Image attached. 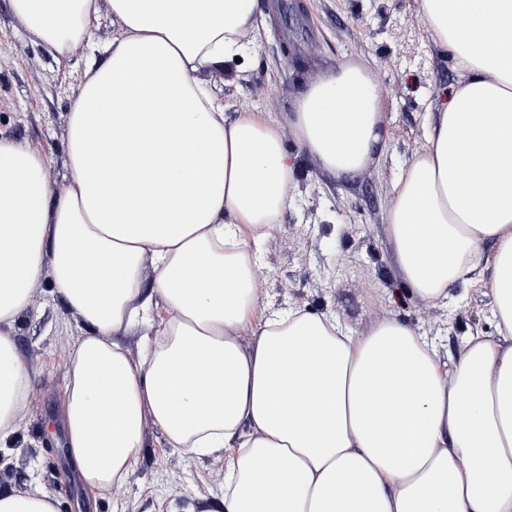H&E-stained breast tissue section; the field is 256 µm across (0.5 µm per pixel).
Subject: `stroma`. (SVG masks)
<instances>
[{"mask_svg": "<svg viewBox=\"0 0 512 512\" xmlns=\"http://www.w3.org/2000/svg\"><path fill=\"white\" fill-rule=\"evenodd\" d=\"M262 3L249 52L202 75L223 98L228 117L247 110L285 124L307 83L348 57L364 56L373 60L384 89L386 119L379 161L354 175L325 171L286 140L297 157L293 199L279 224L252 244L255 318L303 309L335 316L359 335L392 314L430 340L442 362H451L469 336L496 331L488 285L458 286L447 298L421 302L400 277L384 224L396 179L427 146L431 106L459 79L447 48L433 41L418 0ZM120 33L102 0L90 45L60 60L12 13L10 0H0V137L45 154L55 191L68 183L69 115L91 48ZM81 334L78 318L59 304L50 280L42 279L18 330L34 373L19 445L41 447L67 383V348ZM226 459L223 452L183 454L149 424L132 476L110 493H85L58 460L43 454L34 463L39 475L27 487L53 496L59 512H209L224 488Z\"/></svg>", "mask_w": 512, "mask_h": 512, "instance_id": "obj_1", "label": "stroma"}]
</instances>
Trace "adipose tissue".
<instances>
[{
    "mask_svg": "<svg viewBox=\"0 0 512 512\" xmlns=\"http://www.w3.org/2000/svg\"><path fill=\"white\" fill-rule=\"evenodd\" d=\"M10 6L63 58L99 15L98 0ZM109 6L122 34L74 98L65 189L41 153L0 138V447L29 398L17 331L47 274L83 329L59 422L87 493L129 479L150 423L191 456L231 449L213 512H512V0H419L459 81L393 187L388 238L420 300L487 275L497 319L448 364L395 316L358 336L301 310L250 321L251 243L295 184L283 139L339 176L372 165V60L309 82L287 126L231 120L201 75L250 49L260 0ZM139 327L133 354L122 338Z\"/></svg>",
    "mask_w": 512,
    "mask_h": 512,
    "instance_id": "1",
    "label": "adipose tissue"
}]
</instances>
